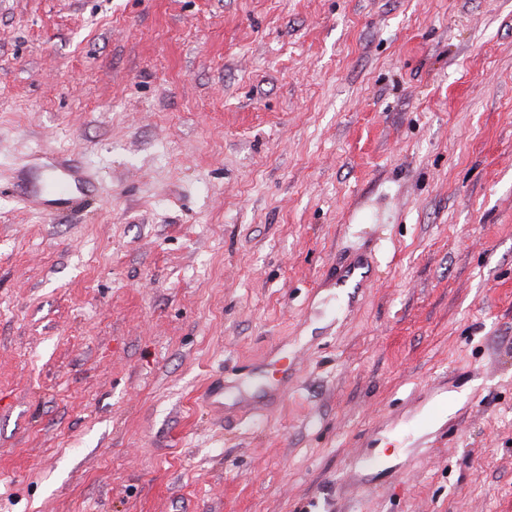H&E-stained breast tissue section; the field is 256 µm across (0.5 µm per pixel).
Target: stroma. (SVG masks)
Masks as SVG:
<instances>
[{
	"label": "stroma",
	"instance_id": "stroma-1",
	"mask_svg": "<svg viewBox=\"0 0 512 512\" xmlns=\"http://www.w3.org/2000/svg\"><path fill=\"white\" fill-rule=\"evenodd\" d=\"M0 512H512V0H0ZM49 189L45 195L50 197V201L58 208H70L79 204V201H77L79 189L75 179H72L70 174L57 178ZM369 282L368 267L365 262H354L336 280V288L342 294L352 295Z\"/></svg>",
	"mask_w": 512,
	"mask_h": 512
}]
</instances>
